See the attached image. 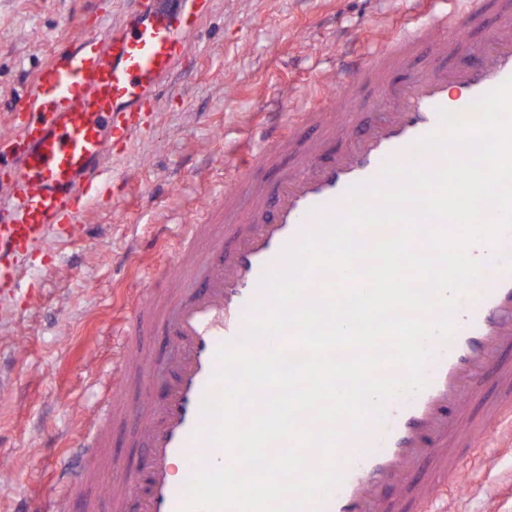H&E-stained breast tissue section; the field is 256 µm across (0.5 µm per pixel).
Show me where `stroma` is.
I'll return each instance as SVG.
<instances>
[{
    "mask_svg": "<svg viewBox=\"0 0 512 512\" xmlns=\"http://www.w3.org/2000/svg\"><path fill=\"white\" fill-rule=\"evenodd\" d=\"M119 21L131 0H0V136L58 41L89 3ZM402 0H212L188 59L166 80L159 105L130 148L112 159L130 190L102 199L83 229L29 256L16 295L0 308V512H23L30 498L58 496L59 471L97 411L112 369V330L146 298L155 273L178 253L182 221H206L225 167L283 89L344 108L321 80L364 49L376 22L395 26ZM149 373L170 377L174 345L161 330L138 328ZM148 448L140 424L113 427L107 452L115 492L128 494ZM466 484L434 512H512V435L500 430L461 464Z\"/></svg>",
    "mask_w": 512,
    "mask_h": 512,
    "instance_id": "stroma-1",
    "label": "stroma"
}]
</instances>
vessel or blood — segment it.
Listing matches in <instances>:
<instances>
[{"label":"vessel or blood","instance_id":"obj_1","mask_svg":"<svg viewBox=\"0 0 512 512\" xmlns=\"http://www.w3.org/2000/svg\"><path fill=\"white\" fill-rule=\"evenodd\" d=\"M413 9L367 54L344 60L337 86L345 101H355L363 85L381 99L375 123L356 127L353 113L337 117L321 104L288 115L289 127L310 122L324 127V139L294 152L279 128H255L248 138L251 162L229 172L232 192L219 201L222 220L183 227L175 265L164 283L194 274L203 284L176 290L155 323L176 346L172 376L156 383L157 392L139 405L121 406L134 336L121 333L112 347V386L100 402L98 422L78 447L79 470L62 469L65 497L38 502L27 512H71L86 500L90 468L108 443L114 413L141 422L150 444L130 495L118 512H183L192 474L228 463L227 452L198 437L209 419L204 400L220 389L211 379L220 363L219 347L237 343L252 307L270 305L260 283L266 268L282 267L290 244L313 230L319 219L346 217L352 191L365 182L389 186L387 164L433 171L442 164L415 142L437 130L447 110L473 119L475 103L512 78V0H410ZM211 0H135L118 26L107 21L93 28L77 19L75 32L56 44L33 86L12 111L13 135L0 139V297L18 288L23 256L50 239L71 236L94 202L92 190L106 186L109 197L124 186L112 181V157L134 141L154 112L160 87L185 60L189 38ZM495 24L475 37L477 22ZM432 50L434 66L394 87L385 76L401 66L420 45ZM343 148L328 153L334 143ZM287 158L275 184L261 177L273 160ZM512 248V231L498 247L479 243L469 254L484 264L486 276L475 298L458 303L451 318L450 343L429 341L424 369L427 387L390 398L382 420L366 418L361 434L349 420L339 425L338 470L341 483L313 512H424L439 489L442 474H458L462 459L475 449L474 432L499 429L512 420V271L494 264L496 251ZM219 252V262L209 260ZM491 380L495 400L475 423L463 420L465 401L478 398Z\"/></svg>","mask_w":512,"mask_h":512}]
</instances>
